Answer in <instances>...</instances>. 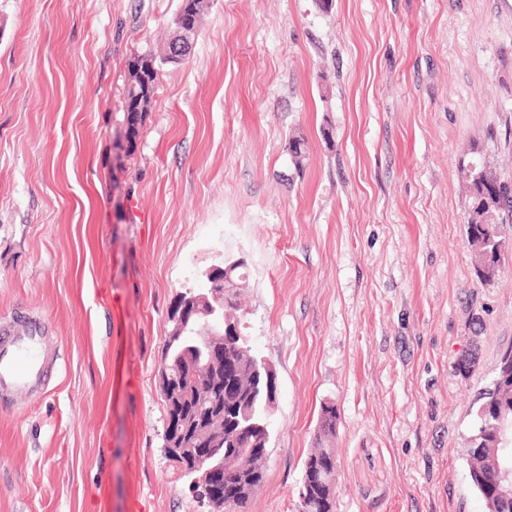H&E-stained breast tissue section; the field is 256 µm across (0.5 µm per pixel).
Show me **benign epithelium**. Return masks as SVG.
Masks as SVG:
<instances>
[{
	"label": "benign epithelium",
	"mask_w": 512,
	"mask_h": 512,
	"mask_svg": "<svg viewBox=\"0 0 512 512\" xmlns=\"http://www.w3.org/2000/svg\"><path fill=\"white\" fill-rule=\"evenodd\" d=\"M471 181L489 188L491 195L484 201L479 223L499 224L500 208L495 201L504 185L490 172L471 167ZM245 260L220 261L200 272L201 287L182 293L174 303L168 318L169 343L185 340L189 322H198V304H208L203 326L205 334L191 343L195 363L186 375L161 372V389L164 396L183 404L193 399L191 389L199 392V399L208 403V414L190 416L170 409L167 415L163 441L164 448L182 473L191 478L189 487L199 501L210 507V512H235L236 495L250 490L247 470L234 466L232 457L253 461L258 468L265 467L270 433L268 419L275 407L278 386L274 369L262 358L252 354L245 342L238 321L224 315L225 298L235 288L232 272ZM234 349L247 356L252 363L255 387L247 393L237 381L219 382L203 390L201 373L217 368L224 360V349ZM263 400V418L254 419L253 404ZM336 466L307 467V477L299 490L301 512H311L320 495L332 494L336 481Z\"/></svg>",
	"instance_id": "obj_1"
}]
</instances>
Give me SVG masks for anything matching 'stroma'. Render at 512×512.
I'll return each instance as SVG.
<instances>
[{"instance_id": "35a3bbf8", "label": "stroma", "mask_w": 512, "mask_h": 512, "mask_svg": "<svg viewBox=\"0 0 512 512\" xmlns=\"http://www.w3.org/2000/svg\"><path fill=\"white\" fill-rule=\"evenodd\" d=\"M180 5L0 0V323L41 318L57 356L0 407V512H205L159 370L220 253L278 382L246 512H298L326 405L333 512H485L466 455L512 351V254L479 280L465 168L512 182V0H209L124 152L128 62Z\"/></svg>"}]
</instances>
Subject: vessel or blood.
<instances>
[{
    "instance_id": "b4317fda",
    "label": "vessel or blood",
    "mask_w": 512,
    "mask_h": 512,
    "mask_svg": "<svg viewBox=\"0 0 512 512\" xmlns=\"http://www.w3.org/2000/svg\"><path fill=\"white\" fill-rule=\"evenodd\" d=\"M53 361L44 337L20 320L0 329V395H36L48 385Z\"/></svg>"
}]
</instances>
